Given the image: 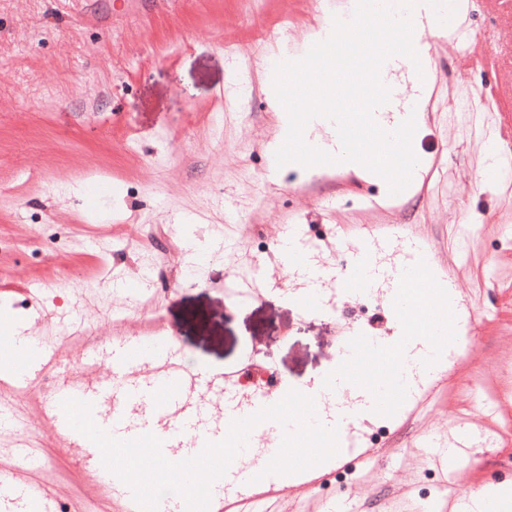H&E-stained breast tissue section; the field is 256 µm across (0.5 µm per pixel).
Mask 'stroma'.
I'll use <instances>...</instances> for the list:
<instances>
[{
  "label": "stroma",
  "mask_w": 512,
  "mask_h": 512,
  "mask_svg": "<svg viewBox=\"0 0 512 512\" xmlns=\"http://www.w3.org/2000/svg\"><path fill=\"white\" fill-rule=\"evenodd\" d=\"M343 3L0 0V320L53 339L69 380L109 377L113 337L167 335L186 367L233 368L231 390L281 398L284 384L324 380L346 337L393 333L378 294L332 289L324 310L302 313L276 258L283 225L332 267L363 226H380L381 243L408 233L478 310L464 325L472 347L356 432L372 456L326 466L308 496L281 481L277 510L451 512L458 494L512 484V186L487 176L492 152H512V0H462L473 47L431 38L440 87L412 142L426 173L396 195L336 167L273 168L266 150L267 48ZM461 96L476 136L448 110ZM246 281L251 297L230 300L226 287ZM16 407L45 461L21 471L2 438L0 478L48 488L55 512H114L47 420L43 391L21 390ZM455 430L476 446L439 467L431 454Z\"/></svg>",
  "instance_id": "1"
}]
</instances>
